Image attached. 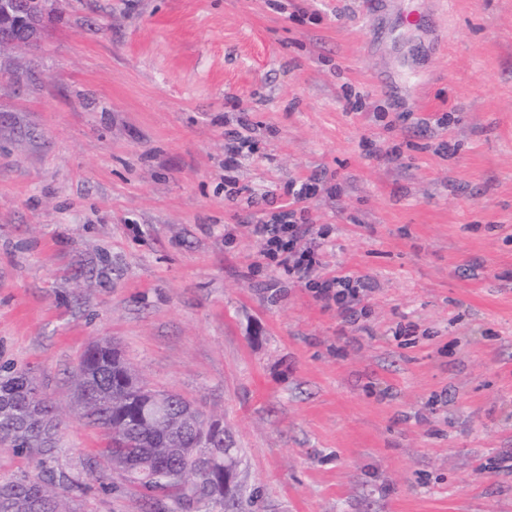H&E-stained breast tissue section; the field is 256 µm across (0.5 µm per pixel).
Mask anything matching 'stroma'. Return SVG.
I'll return each mask as SVG.
<instances>
[{
  "label": "stroma",
  "instance_id": "stroma-1",
  "mask_svg": "<svg viewBox=\"0 0 512 512\" xmlns=\"http://www.w3.org/2000/svg\"><path fill=\"white\" fill-rule=\"evenodd\" d=\"M305 180L301 281L251 226ZM104 337L223 418L247 512H512V0H47L0 51V365L68 421L70 512H149L88 468ZM316 298L326 306L334 302L339 309L348 311L351 304L359 300L361 290L367 288L362 278L350 275H333L314 284Z\"/></svg>",
  "mask_w": 512,
  "mask_h": 512
}]
</instances>
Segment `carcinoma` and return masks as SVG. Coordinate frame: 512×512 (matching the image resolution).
I'll return each instance as SVG.
<instances>
[{
  "label": "carcinoma",
  "mask_w": 512,
  "mask_h": 512,
  "mask_svg": "<svg viewBox=\"0 0 512 512\" xmlns=\"http://www.w3.org/2000/svg\"><path fill=\"white\" fill-rule=\"evenodd\" d=\"M28 370L0 366V447L27 458L32 472L0 481V512H63L60 493L81 490L52 466L63 420L32 388ZM77 413L105 436L99 455L144 497L150 512H234L238 484L224 487L221 470L237 464L223 421L181 395L163 393L167 416L151 418L158 391L133 373L118 348L99 342L81 357L74 376Z\"/></svg>",
  "instance_id": "cac0c4a2"
}]
</instances>
